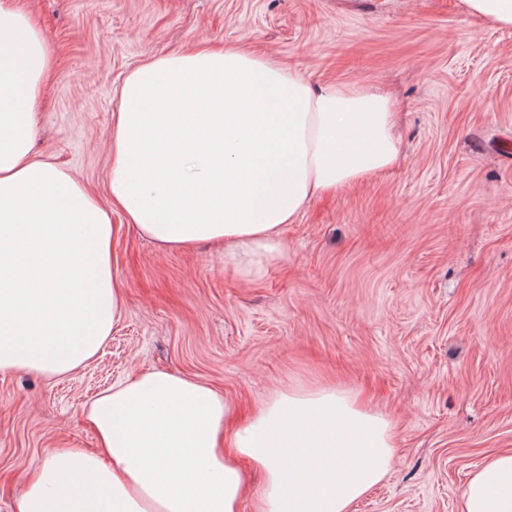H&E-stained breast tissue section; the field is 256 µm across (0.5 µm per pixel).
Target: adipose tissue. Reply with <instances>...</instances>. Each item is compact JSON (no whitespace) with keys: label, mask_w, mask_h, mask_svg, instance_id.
I'll list each match as a JSON object with an SVG mask.
<instances>
[{"label":"adipose tissue","mask_w":512,"mask_h":512,"mask_svg":"<svg viewBox=\"0 0 512 512\" xmlns=\"http://www.w3.org/2000/svg\"><path fill=\"white\" fill-rule=\"evenodd\" d=\"M51 49L23 0H0V373L55 377L94 358L122 306L113 210L160 248L223 245L259 276L316 195L392 169L393 101L364 83L318 86L240 44L134 68L112 115L111 204L36 159ZM97 448H59L15 512H349L381 482L391 421L343 388L274 386L239 418L208 384L167 371L126 378L84 409ZM460 512H512V451L465 484Z\"/></svg>","instance_id":"obj_1"}]
</instances>
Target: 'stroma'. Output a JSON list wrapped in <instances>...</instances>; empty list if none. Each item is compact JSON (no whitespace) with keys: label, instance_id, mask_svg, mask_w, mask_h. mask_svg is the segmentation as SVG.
I'll return each instance as SVG.
<instances>
[{"label":"stroma","instance_id":"obj_1","mask_svg":"<svg viewBox=\"0 0 512 512\" xmlns=\"http://www.w3.org/2000/svg\"><path fill=\"white\" fill-rule=\"evenodd\" d=\"M28 4L56 63L37 153L101 202L122 80L202 40L390 94L402 156L312 200L251 284L221 248L164 250L113 214L125 303L106 344L59 378L0 373V512L54 449L95 448L84 406L150 369L204 380L245 411L278 383L353 388L390 417L396 448L350 512H459L471 474L512 451V29L455 0Z\"/></svg>","mask_w":512,"mask_h":512}]
</instances>
